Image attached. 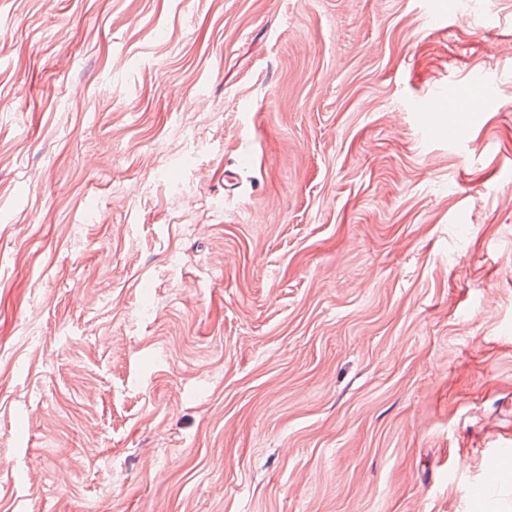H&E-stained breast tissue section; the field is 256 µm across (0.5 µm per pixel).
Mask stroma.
I'll return each instance as SVG.
<instances>
[{
  "instance_id": "obj_1",
  "label": "stroma",
  "mask_w": 512,
  "mask_h": 512,
  "mask_svg": "<svg viewBox=\"0 0 512 512\" xmlns=\"http://www.w3.org/2000/svg\"><path fill=\"white\" fill-rule=\"evenodd\" d=\"M482 448L512 0H0V512H512ZM442 98V95H437L434 99H428L425 101V103L417 112V119L420 126L428 129L430 126L437 123V120L431 112H448V117L444 120V122L451 123L454 121L455 111L450 108L444 109L442 107Z\"/></svg>"
}]
</instances>
